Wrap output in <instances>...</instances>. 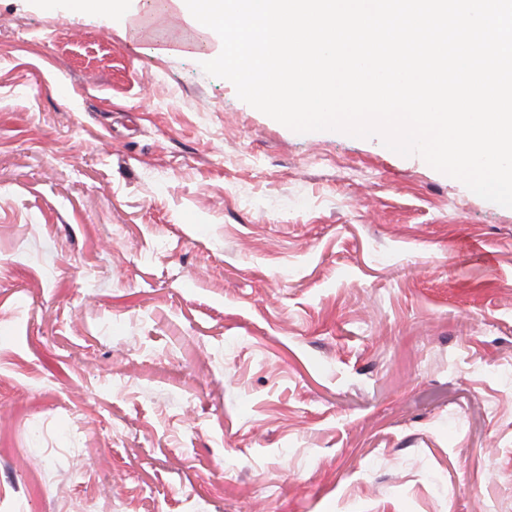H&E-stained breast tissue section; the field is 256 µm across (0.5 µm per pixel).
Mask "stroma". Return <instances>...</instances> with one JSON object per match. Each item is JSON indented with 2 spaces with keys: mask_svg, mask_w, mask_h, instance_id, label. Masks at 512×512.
I'll return each mask as SVG.
<instances>
[{
  "mask_svg": "<svg viewBox=\"0 0 512 512\" xmlns=\"http://www.w3.org/2000/svg\"><path fill=\"white\" fill-rule=\"evenodd\" d=\"M0 0V512H512V209Z\"/></svg>",
  "mask_w": 512,
  "mask_h": 512,
  "instance_id": "obj_1",
  "label": "stroma"
}]
</instances>
